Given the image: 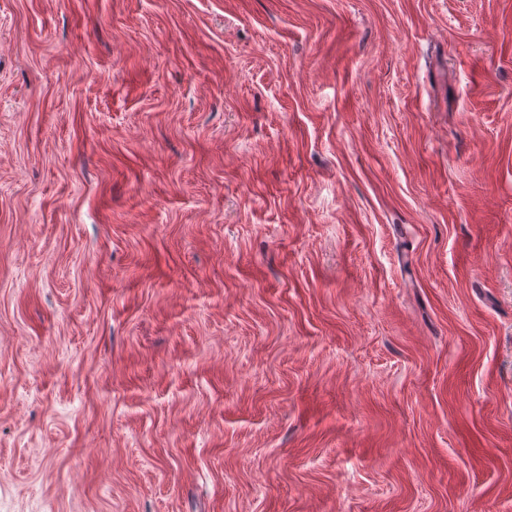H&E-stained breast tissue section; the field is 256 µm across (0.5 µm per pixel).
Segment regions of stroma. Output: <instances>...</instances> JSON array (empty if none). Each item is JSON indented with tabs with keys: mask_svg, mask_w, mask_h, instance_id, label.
<instances>
[{
	"mask_svg": "<svg viewBox=\"0 0 512 512\" xmlns=\"http://www.w3.org/2000/svg\"><path fill=\"white\" fill-rule=\"evenodd\" d=\"M0 512H512V0H0Z\"/></svg>",
	"mask_w": 512,
	"mask_h": 512,
	"instance_id": "35a3bbf8",
	"label": "stroma"
}]
</instances>
